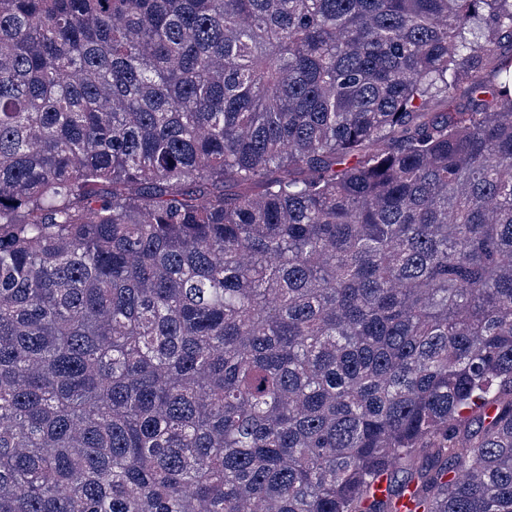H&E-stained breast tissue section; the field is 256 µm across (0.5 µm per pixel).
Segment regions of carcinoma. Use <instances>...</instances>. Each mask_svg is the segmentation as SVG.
Here are the masks:
<instances>
[{
    "label": "carcinoma",
    "instance_id": "cac0c4a2",
    "mask_svg": "<svg viewBox=\"0 0 512 512\" xmlns=\"http://www.w3.org/2000/svg\"><path fill=\"white\" fill-rule=\"evenodd\" d=\"M506 42L0 0V512H512Z\"/></svg>",
    "mask_w": 512,
    "mask_h": 512
}]
</instances>
